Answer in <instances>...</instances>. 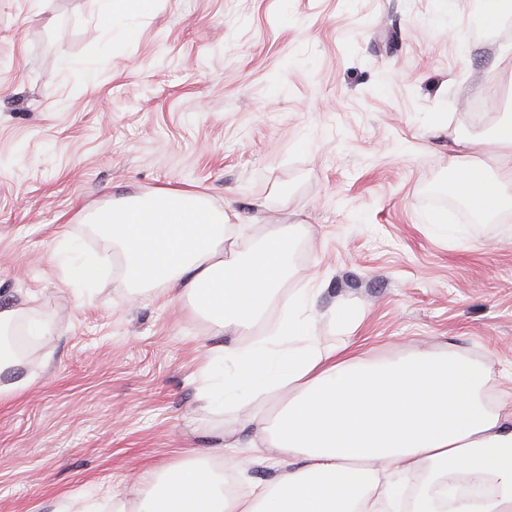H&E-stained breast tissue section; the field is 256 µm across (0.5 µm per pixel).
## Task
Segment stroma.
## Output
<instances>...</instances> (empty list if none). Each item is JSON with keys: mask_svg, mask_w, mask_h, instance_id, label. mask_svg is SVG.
<instances>
[{"mask_svg": "<svg viewBox=\"0 0 512 512\" xmlns=\"http://www.w3.org/2000/svg\"><path fill=\"white\" fill-rule=\"evenodd\" d=\"M482 0H155L108 43L95 0H0V306L42 320L0 400V512H62L218 445L248 411L197 396L211 351L244 345L315 291L314 339L355 306L367 357L447 343L512 377V216L431 197L456 141L512 116V18ZM88 69L74 67V60ZM447 121H440V114ZM191 189L306 227L290 275L247 330L188 298L135 292L85 224L113 197ZM443 213L457 239L432 227ZM109 253L79 290L61 242ZM511 15V0H487L486 8L481 15L479 24L483 28L493 27L505 17H511Z\"/></svg>", "mask_w": 512, "mask_h": 512, "instance_id": "stroma-1", "label": "stroma"}]
</instances>
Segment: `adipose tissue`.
<instances>
[{
  "label": "adipose tissue",
  "mask_w": 512,
  "mask_h": 512,
  "mask_svg": "<svg viewBox=\"0 0 512 512\" xmlns=\"http://www.w3.org/2000/svg\"><path fill=\"white\" fill-rule=\"evenodd\" d=\"M109 40L127 38V18L153 0H96ZM489 157L494 172L456 162L459 196L474 213L512 211V125ZM121 253L139 288L170 282L223 332L253 324L288 277V258L305 227L267 225L246 240L239 215L189 190L114 198L88 216ZM237 249L225 252L226 241ZM271 335L215 355L234 371L198 395L203 409L230 401L253 407L249 440L224 435V450L178 462L110 494L112 512H512V418L494 372L455 347L373 359L356 351L357 311L341 304L330 319L340 344L314 339L310 294L287 302ZM276 396L275 405L256 401ZM283 467L254 483L235 451Z\"/></svg>",
  "instance_id": "obj_1"
}]
</instances>
